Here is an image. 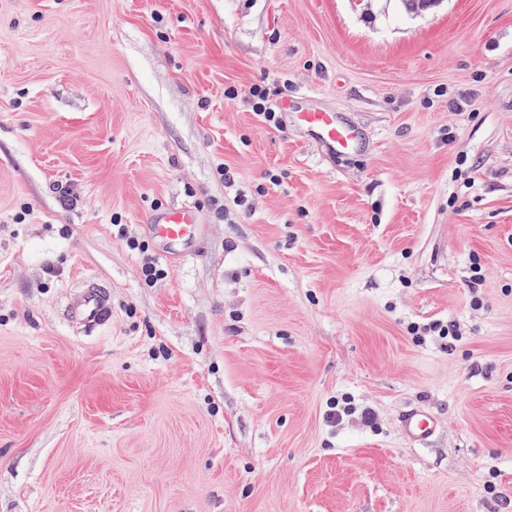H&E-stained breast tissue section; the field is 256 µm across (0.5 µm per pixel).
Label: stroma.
<instances>
[{"label":"stroma","mask_w":512,"mask_h":512,"mask_svg":"<svg viewBox=\"0 0 512 512\" xmlns=\"http://www.w3.org/2000/svg\"><path fill=\"white\" fill-rule=\"evenodd\" d=\"M0 512H512V0H0ZM279 95L277 88H271L264 81L254 83L249 89L248 102L252 111L271 127L280 128L281 116L273 107V100ZM292 113L294 121L315 133L320 143L333 155H350L362 144L359 131L339 120L334 112L301 110ZM153 229L158 237L170 242L193 238L199 231L198 215L191 207L155 215ZM69 308L73 322L84 327L103 325L112 315L109 294L91 282L70 297ZM436 425L435 416L425 410L409 411L402 419L403 434L414 444L427 441L435 433Z\"/></svg>","instance_id":"1"}]
</instances>
